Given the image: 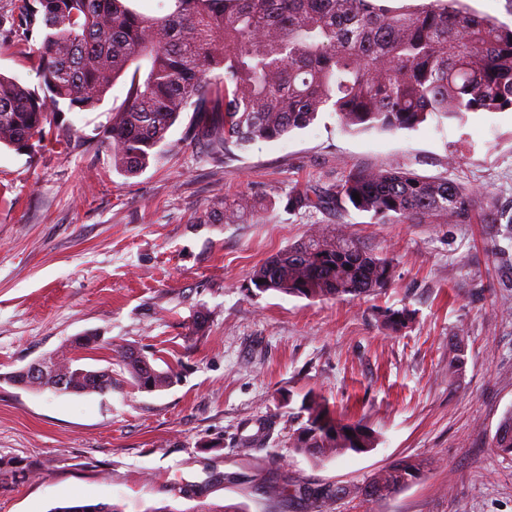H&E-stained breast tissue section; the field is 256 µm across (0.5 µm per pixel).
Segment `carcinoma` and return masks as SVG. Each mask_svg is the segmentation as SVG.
<instances>
[{"instance_id":"1","label":"carcinoma","mask_w":512,"mask_h":512,"mask_svg":"<svg viewBox=\"0 0 512 512\" xmlns=\"http://www.w3.org/2000/svg\"><path fill=\"white\" fill-rule=\"evenodd\" d=\"M134 0H10L0 13L18 44H35L38 84L0 74V145L21 149L47 136L60 105L95 110L121 79L125 97L99 132L112 167L132 177L162 159L181 113L195 112L185 133L203 135L228 155L257 141H275L336 115L346 130L414 129L428 119L512 109V27L457 7L460 0H169L160 15ZM359 193L360 200L353 198ZM291 209L347 212L376 223L499 224L512 215L490 196L448 178L391 170H350L324 190L308 186L288 197ZM253 208L242 196L220 200L199 224H232ZM392 262L349 237L315 235L266 259L252 275L261 292L307 299L369 295L391 285ZM129 384L165 390L176 382L135 348L121 353ZM7 380L31 390L90 394L112 390V368L89 374L79 361L58 364L43 381L19 369ZM307 419L293 450L314 458L373 444L361 422L341 418L325 400L303 398ZM352 435H347L346 431ZM494 446L512 454V412L502 418ZM419 464L402 459L374 475L359 493L392 496L418 479ZM206 486L179 494L198 499L192 512H241L234 504L203 501ZM341 489L303 488L299 498L322 512ZM51 512H122L115 504L59 506Z\"/></svg>"}]
</instances>
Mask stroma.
<instances>
[{
    "instance_id": "1",
    "label": "stroma",
    "mask_w": 512,
    "mask_h": 512,
    "mask_svg": "<svg viewBox=\"0 0 512 512\" xmlns=\"http://www.w3.org/2000/svg\"><path fill=\"white\" fill-rule=\"evenodd\" d=\"M124 95L119 83L96 110L55 115L59 145L0 148V377L93 334L101 347L85 363L113 378L111 392L88 395L0 380V512H190L177 489L202 483L207 502L247 512H306L300 487L336 484L347 493L330 512H512V454L493 446L512 411V224H375L286 206L350 169L387 168L480 188L511 209L512 110L396 132L346 131L326 112L225 157L186 140L185 112L160 163L126 177L94 140ZM242 195L255 213L196 223ZM318 232L392 259V285L325 300L254 287L256 267ZM389 308L410 311L406 328L391 329ZM130 346L159 352L177 383L132 389L108 364ZM307 394L367 426L372 448L294 452ZM400 459L418 463L415 483L360 495ZM271 467L277 497L262 480Z\"/></svg>"
}]
</instances>
